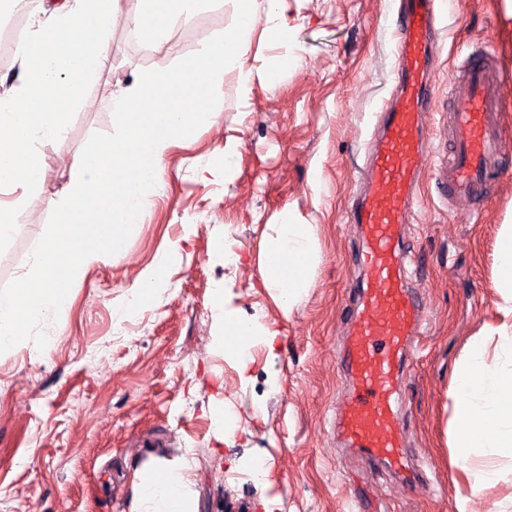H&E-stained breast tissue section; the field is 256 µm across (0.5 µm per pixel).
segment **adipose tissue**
Returning a JSON list of instances; mask_svg holds the SVG:
<instances>
[{"mask_svg": "<svg viewBox=\"0 0 512 512\" xmlns=\"http://www.w3.org/2000/svg\"><path fill=\"white\" fill-rule=\"evenodd\" d=\"M234 20L218 38L208 37L185 66L141 75L112 98L120 139L76 156L71 164L69 200L58 222L41 239L34 265L17 288L0 292V350L20 344L29 322L64 310L68 291L62 277L74 278L105 252L121 249L143 200L158 192L163 161L178 137L206 121L221 94L226 75L235 92L247 98L255 79L249 63L250 39L259 15H266L273 39L287 41L303 20L305 0H230ZM135 21L152 39H160L173 12L188 13L198 0H138ZM194 86L201 92L192 107H170L167 99ZM315 234L311 225L282 222L264 237L259 273L264 287L275 290L284 314L312 286ZM498 324H483L467 343L454 385L455 400L448 446L461 464L469 492L456 498L457 512H467L470 495L494 480V460L512 455V224H502L496 238ZM217 320L214 343L225 355L245 360L255 345L272 346L275 334L257 320L228 316L223 298L213 304ZM188 461L157 463L138 470L137 512H197L188 477Z\"/></svg>", "mask_w": 512, "mask_h": 512, "instance_id": "1", "label": "adipose tissue"}]
</instances>
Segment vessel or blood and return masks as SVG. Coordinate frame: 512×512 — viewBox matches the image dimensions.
<instances>
[{
    "label": "vessel or blood",
    "instance_id": "obj_1",
    "mask_svg": "<svg viewBox=\"0 0 512 512\" xmlns=\"http://www.w3.org/2000/svg\"><path fill=\"white\" fill-rule=\"evenodd\" d=\"M443 2L401 0L395 27L401 46L395 102L377 115L360 170L364 188L348 208L361 246L350 281L351 328L340 353L350 391L334 430L342 445L405 482L420 475L402 446L401 426L408 353L423 333L420 302L412 287L415 251L406 237L419 159L426 149L438 148L441 159L433 180L440 198L475 201L488 194L504 150L502 80L492 55L468 59L459 72L464 89L448 104L443 141H436L421 123L420 114L431 99Z\"/></svg>",
    "mask_w": 512,
    "mask_h": 512
}]
</instances>
